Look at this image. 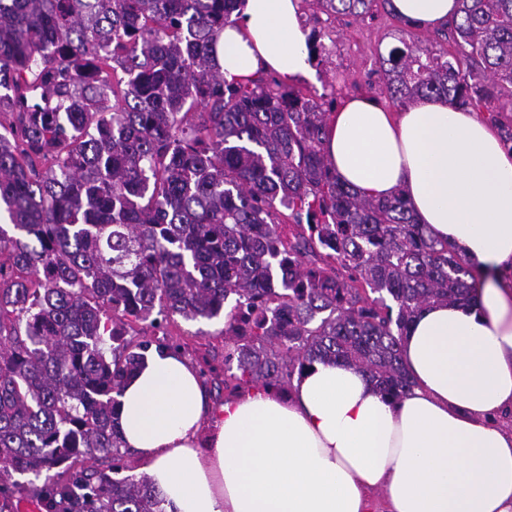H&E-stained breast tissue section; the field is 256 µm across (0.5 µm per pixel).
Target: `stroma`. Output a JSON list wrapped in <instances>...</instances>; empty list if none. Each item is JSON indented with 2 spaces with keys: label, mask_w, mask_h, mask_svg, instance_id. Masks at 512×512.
<instances>
[{
  "label": "stroma",
  "mask_w": 512,
  "mask_h": 512,
  "mask_svg": "<svg viewBox=\"0 0 512 512\" xmlns=\"http://www.w3.org/2000/svg\"><path fill=\"white\" fill-rule=\"evenodd\" d=\"M301 23L318 34V53L310 77L294 82V90L304 95H323L341 103L351 93L388 102L389 97L378 72V57L399 42L425 47L431 32L412 29L375 5L371 17H329L317 12L312 0H302ZM223 319L187 322L176 320L166 332L184 347L183 354L197 369L224 373Z\"/></svg>",
  "instance_id": "stroma-1"
}]
</instances>
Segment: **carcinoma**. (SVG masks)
Returning a JSON list of instances; mask_svg holds the SVG:
<instances>
[{
  "mask_svg": "<svg viewBox=\"0 0 512 512\" xmlns=\"http://www.w3.org/2000/svg\"><path fill=\"white\" fill-rule=\"evenodd\" d=\"M364 17L375 0H314ZM443 48L379 56L390 100L466 111L512 98V0H459ZM242 0H0V512L12 474L43 512H163L114 424L151 347L134 334L224 317L229 394L287 390L316 362L398 399L425 307L467 305L471 265L397 194L336 176L329 112L214 46ZM288 227H283V223Z\"/></svg>",
  "mask_w": 512,
  "mask_h": 512,
  "instance_id": "carcinoma-1",
  "label": "carcinoma"
}]
</instances>
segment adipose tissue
I'll return each instance as SVG.
<instances>
[{
    "label": "adipose tissue",
    "instance_id": "1",
    "mask_svg": "<svg viewBox=\"0 0 512 512\" xmlns=\"http://www.w3.org/2000/svg\"><path fill=\"white\" fill-rule=\"evenodd\" d=\"M442 27L457 0H391ZM301 0H245L216 62L226 81L260 70L307 78ZM326 157L360 195L403 194L419 223L477 273L471 306L425 307L402 341L412 389L384 398L350 367L317 363L288 393L266 386L215 405L197 368L153 351L125 384L116 425L164 512H512V151L475 114L420 97L393 112L347 96Z\"/></svg>",
    "mask_w": 512,
    "mask_h": 512
}]
</instances>
